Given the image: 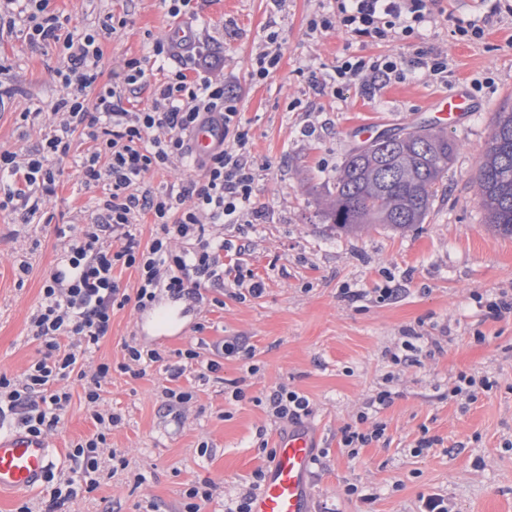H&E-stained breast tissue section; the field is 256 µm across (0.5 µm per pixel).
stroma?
<instances>
[{"label": "stroma", "mask_w": 512, "mask_h": 512, "mask_svg": "<svg viewBox=\"0 0 512 512\" xmlns=\"http://www.w3.org/2000/svg\"><path fill=\"white\" fill-rule=\"evenodd\" d=\"M50 6L80 29L96 28L106 14L125 19L102 45L103 82H121V65L148 56L154 37L168 35L175 19L162 0H51ZM184 24L202 53L215 60V76L240 97L242 119L251 128L250 152L257 169L253 202L266 213L261 224H228L224 237L244 245L239 263L263 282L260 297L222 304L167 298L181 333L156 335L154 308L128 305L114 310L95 362L113 364L103 394L106 409L121 412L122 424L108 442L129 466L103 475L99 487L70 504V512H177L183 489L210 482L216 491L204 512H224L226 497L245 489L265 468L263 443L284 425L274 422L258 399L284 385L305 395L307 424L320 432L323 456L313 467L315 512H419L420 499L439 494L450 512H512V312L493 319L480 299L512 294V238L486 223L476 195L478 160L498 112L512 110V13L485 17L481 0H437L417 46L386 42L365 47L368 55H391L403 68L417 67V50L448 58L444 77L391 83L376 96L358 89L339 99L319 91L343 55L337 32L309 33L311 18L326 0H193ZM486 18L485 37L457 40L453 21ZM275 43L277 68L253 84L248 72L256 53ZM60 49L35 48L19 32L0 30V149L25 154L40 144L43 116L57 94ZM489 77L482 89L473 81ZM460 90L473 114L449 129L459 144L445 180L424 221L407 232L376 227L339 233L323 223L317 201L333 188L337 169L358 147L355 126L372 122L385 133L412 124H434L429 100ZM90 145L76 137L61 164L55 194L43 221L0 209V372L20 376L38 355L29 332L41 289L62 248L59 226L82 228L105 195L85 185L80 162ZM26 273H19V265ZM363 291L357 301L343 289ZM396 288L397 299L377 300V289ZM436 338L439 352L411 367L394 365L389 352L404 330ZM245 336L252 361L226 359L221 378H180L195 391L187 405L167 410L162 370L141 378L121 372L123 346L135 340L173 357L205 339ZM494 377L497 389L470 405L450 399L459 373ZM392 401L375 414L386 426V442L349 457L339 445L340 429L377 391ZM56 430L45 438L57 469L69 470L70 446L93 435L79 382ZM242 398H234V390ZM433 448L414 454L422 435ZM145 483H137V475ZM357 494H347L348 486Z\"/></svg>", "instance_id": "1"}]
</instances>
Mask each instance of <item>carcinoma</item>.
<instances>
[{"label": "carcinoma", "mask_w": 512, "mask_h": 512, "mask_svg": "<svg viewBox=\"0 0 512 512\" xmlns=\"http://www.w3.org/2000/svg\"><path fill=\"white\" fill-rule=\"evenodd\" d=\"M456 152L457 143L441 128L410 125L382 133L348 154L334 190L320 202L322 216L345 233L422 224ZM477 197L489 226L512 237V111L497 113L479 158Z\"/></svg>", "instance_id": "cac0c4a2"}]
</instances>
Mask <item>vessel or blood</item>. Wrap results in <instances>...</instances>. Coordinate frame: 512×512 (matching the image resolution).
Listing matches in <instances>:
<instances>
[{"mask_svg":"<svg viewBox=\"0 0 512 512\" xmlns=\"http://www.w3.org/2000/svg\"><path fill=\"white\" fill-rule=\"evenodd\" d=\"M432 109L455 126L469 116L471 107L463 92L452 91L433 102ZM223 143L224 126L216 122L200 123L190 137L191 151L200 160ZM319 437L315 427L305 424L276 434V451L251 512H313L312 465ZM52 464V450L42 440L23 433L0 436V492L28 494L39 489Z\"/></svg>","mask_w":512,"mask_h":512,"instance_id":"b4317fda","label":"vessel or blood"}]
</instances>
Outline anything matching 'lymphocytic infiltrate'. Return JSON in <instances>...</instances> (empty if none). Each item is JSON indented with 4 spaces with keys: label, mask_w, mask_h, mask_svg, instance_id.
<instances>
[{
    "label": "lymphocytic infiltrate",
    "mask_w": 512,
    "mask_h": 512,
    "mask_svg": "<svg viewBox=\"0 0 512 512\" xmlns=\"http://www.w3.org/2000/svg\"><path fill=\"white\" fill-rule=\"evenodd\" d=\"M16 6L31 44L60 46L67 66L58 70L59 94L50 104V130L36 152L24 158L0 151V208L20 209L25 217L38 213L45 196L54 192L61 174L59 164L70 152L75 135L86 136L91 151L81 163L88 185H104L91 224L81 231L58 229L63 240L60 260L43 288L42 301L29 321L41 347L22 376L0 373V426L11 423L27 435L43 438L60 424L71 400L67 381L80 382L84 400L93 409L99 432L74 443L68 451L70 474L47 472L50 488L47 512H60L77 496L92 493L106 466L122 468L125 458L107 445L106 434L122 421L120 414L103 409V393L112 378L109 364H92V355L107 335L114 309L135 304L146 309L161 295L204 300L205 286H228L261 296L262 282H246L241 266H228L224 254L232 248L210 231L214 224H259L265 214L254 207L256 168L251 159V129L243 123L239 97L213 77L211 62L200 57L195 42H188L184 57L192 70L168 71L155 83L151 103L130 109V98L146 83L140 59L122 64L121 84H99L101 43L117 30L114 15H107L91 30L67 29L50 0H5ZM435 0H335L334 7L309 22L310 32L337 30L345 34L344 55L333 69L330 85L343 95L358 84L370 91L401 82L408 74L397 59L361 54V46L399 40L415 44L433 13ZM224 122L227 146L218 148L199 165H191L189 135L204 117ZM181 166L176 180L161 191L148 187L149 175ZM158 224L147 243L136 234L139 217ZM138 274L133 293L122 292L116 269ZM210 359L200 351L185 350L184 364H166L164 356L147 345L125 344L120 371L140 378L163 369L169 385L163 395L168 408L189 403L191 390L175 382L187 367L199 378L218 373L228 357L252 359L247 337L236 336L213 344ZM276 421L298 424L311 413L308 398L280 386L265 397ZM392 393L382 390L370 398L354 423L344 425L340 445L349 456L381 441L386 426L369 416L387 406Z\"/></svg>",
    "instance_id": "lymphocytic-infiltrate-1"
}]
</instances>
